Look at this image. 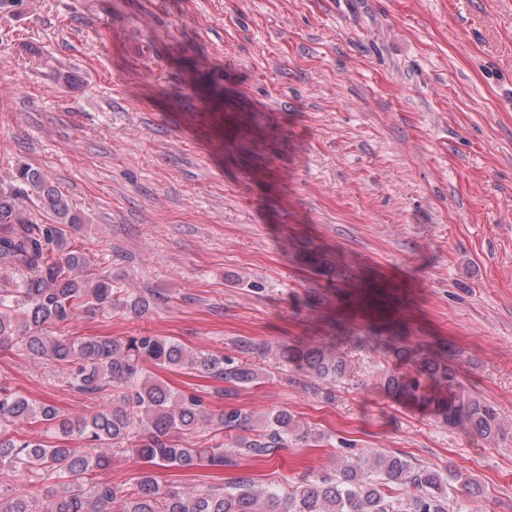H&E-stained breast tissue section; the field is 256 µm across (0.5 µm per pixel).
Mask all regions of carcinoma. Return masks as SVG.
<instances>
[{"instance_id":"cac0c4a2","label":"carcinoma","mask_w":512,"mask_h":512,"mask_svg":"<svg viewBox=\"0 0 512 512\" xmlns=\"http://www.w3.org/2000/svg\"><path fill=\"white\" fill-rule=\"evenodd\" d=\"M33 197L49 213L43 223L27 208ZM83 223L84 215L69 199L25 165L12 186L0 188V347L60 369L67 386L90 399L112 391V404L72 420L0 383V470L20 479L0 492V512H448V488L438 473L383 451L347 459L334 473L286 491L257 490L249 480L192 491L162 484L152 468H222L232 463L226 446L239 456L264 457L288 447L293 436L309 438V431L284 408L258 421L231 404L240 389L262 377L245 359L193 353L174 339L150 334L49 333L47 325L84 311L140 315L166 302L159 294L143 297L112 287L110 273H85L86 257L70 244ZM387 352L395 361L383 380L388 395L432 412L449 428L466 425L485 440L507 433L491 402L458 389L451 347L434 353L395 341ZM276 354L323 383L347 372L346 359L327 346L281 344ZM152 367L190 370L222 382L216 394L230 405L213 412L197 391L171 389L152 375ZM25 420L40 422L55 435L74 436L79 446L14 432ZM207 429L227 434L230 442L210 446L189 440ZM114 453L146 465L137 483L96 477ZM454 481L455 491L473 498L479 493L467 474L455 473ZM401 489L408 494L402 509L390 495Z\"/></svg>"}]
</instances>
